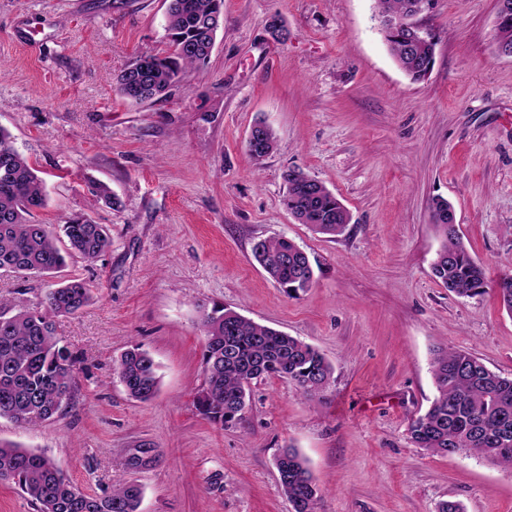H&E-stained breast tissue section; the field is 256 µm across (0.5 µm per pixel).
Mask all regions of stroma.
Listing matches in <instances>:
<instances>
[{
  "label": "stroma",
  "mask_w": 512,
  "mask_h": 512,
  "mask_svg": "<svg viewBox=\"0 0 512 512\" xmlns=\"http://www.w3.org/2000/svg\"><path fill=\"white\" fill-rule=\"evenodd\" d=\"M166 0H0V127L46 184L41 224L84 214L110 249L70 259L63 277L95 299L56 331L82 361L72 405L54 422L0 419V439L52 458L101 496L121 480L141 512H291L273 459L294 447L321 512H512V470L433 456L408 423L435 395L433 352L472 351L512 376V317L495 291L449 292L432 275L442 240L432 199L451 203L490 280L512 275V58L494 41L496 0H436L424 16L435 63L411 80L388 51L374 0H224L204 66L156 100H124L116 77L136 56L166 54ZM279 15L290 37L269 40ZM278 138L262 164L246 152L255 120ZM321 181L351 221L328 238L297 223L285 170ZM108 184L117 207L96 201ZM284 236L310 256L312 288L291 298L253 260ZM54 281L0 273V295L42 310ZM221 303L317 348L334 368L322 398L276 378L250 385L239 424L195 405L204 383L198 308ZM142 345L157 396L130 398L113 372ZM155 448L147 468L130 449Z\"/></svg>",
  "instance_id": "1"
}]
</instances>
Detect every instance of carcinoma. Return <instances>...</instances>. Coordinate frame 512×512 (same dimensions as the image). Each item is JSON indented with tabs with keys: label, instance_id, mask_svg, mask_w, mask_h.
<instances>
[{
	"label": "carcinoma",
	"instance_id": "cac0c4a2",
	"mask_svg": "<svg viewBox=\"0 0 512 512\" xmlns=\"http://www.w3.org/2000/svg\"><path fill=\"white\" fill-rule=\"evenodd\" d=\"M167 56L150 55L146 68L129 62L117 75L119 94L142 103L165 93L186 69L205 63L219 29L205 20L224 16V0H167ZM377 14L406 25L411 0H375ZM388 50L413 81L427 76L436 42L407 38V29L384 36ZM247 153L262 163L278 146L265 123ZM284 203L301 224L336 237L350 216L337 197L320 181L301 171L283 172ZM91 193L116 206L110 187L94 182ZM46 203L44 181L14 147L11 135L0 128V270L53 277L66 267V258L78 256L93 263L111 246L104 225L85 215L57 226L32 221V211ZM443 238L432 264V274L449 291L464 298L491 287L485 268L467 251L461 236L444 219L435 223ZM69 251L58 246L60 237ZM256 262L290 297L315 283L308 255L286 237L265 238L252 247ZM503 308L512 316V276L494 286ZM93 299L84 279L61 281L45 295V310L31 312L0 299V418L22 424L33 419L54 421L69 407L78 359L55 333V318L79 313ZM205 336V387L196 406L215 423L228 425L243 418L252 381L277 377L306 397H319L330 386L333 367L310 344L282 331L251 321L222 305L200 306ZM116 373L127 394L140 402L159 391L158 366L139 345L120 356ZM436 396L428 410L409 420L412 442L432 455L465 454L512 469V377L489 369L472 352L441 349L432 362ZM282 493L295 512H317L320 500L304 457L295 448L274 457ZM0 482L14 484L34 503L37 512H140L143 489L134 482L114 485L109 494L92 495L66 478L53 460L42 454L0 441Z\"/></svg>",
	"mask_w": 512,
	"mask_h": 512
}]
</instances>
